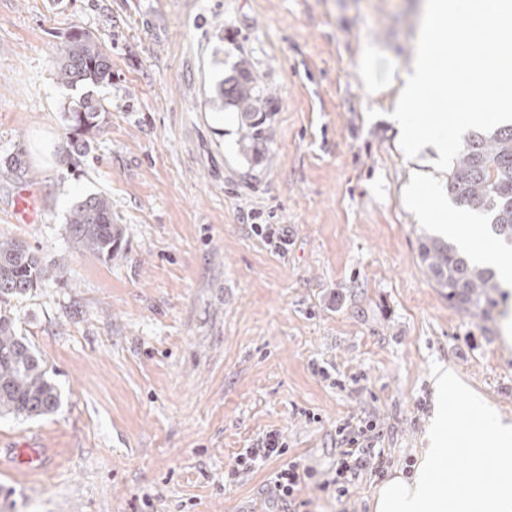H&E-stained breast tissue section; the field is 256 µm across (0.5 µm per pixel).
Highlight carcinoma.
Instances as JSON below:
<instances>
[{
	"mask_svg": "<svg viewBox=\"0 0 512 512\" xmlns=\"http://www.w3.org/2000/svg\"><path fill=\"white\" fill-rule=\"evenodd\" d=\"M61 80L73 87L102 83L112 78V60L90 34L73 31L56 61ZM211 103L236 111L239 153L250 162L259 146L273 136L270 98L249 68L246 58L235 63L232 74L215 85ZM107 109L99 101L84 98L66 112L78 153L88 148L91 134L106 122ZM448 195L460 207L488 217L492 232L512 242V124L474 131L462 141L456 166L448 177ZM69 229L83 249L108 258L121 244V228L112 217L109 200L90 194L71 210ZM419 259L425 274L448 301L469 311L486 313L505 297L499 291L496 272L473 263L457 248L440 238L420 242ZM61 275L59 267L44 264L24 242L0 236V417L37 419L53 413L60 394L47 376L40 356L16 334V317L8 308L15 297Z\"/></svg>",
	"mask_w": 512,
	"mask_h": 512,
	"instance_id": "obj_1",
	"label": "carcinoma"
}]
</instances>
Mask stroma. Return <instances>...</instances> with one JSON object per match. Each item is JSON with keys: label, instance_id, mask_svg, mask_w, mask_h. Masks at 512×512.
<instances>
[{"label": "stroma", "instance_id": "35a3bbf8", "mask_svg": "<svg viewBox=\"0 0 512 512\" xmlns=\"http://www.w3.org/2000/svg\"><path fill=\"white\" fill-rule=\"evenodd\" d=\"M424 0H0V235L63 265L14 298L17 333L61 398L52 414L0 418V443L44 438L45 466L0 476V512H275L280 460L225 484L267 431L317 473L299 512H370L381 483L359 471L336 497L340 424L375 425L372 446L407 471L425 447L431 371L453 367L490 413L512 420V345L499 311H465L435 288L419 238L466 220L444 200L469 127L444 154L409 156L363 54L411 62ZM102 42L112 78L71 87L53 66L73 29ZM247 57L273 101V139L250 165L231 110H211L215 49ZM108 120L77 154L62 115L84 96ZM58 141L61 164L38 159ZM23 166H6L12 156ZM422 175L437 204L416 211ZM24 187L39 223L11 220ZM109 199L123 229L112 259L70 237L76 201ZM274 224L288 246L252 230Z\"/></svg>", "mask_w": 512, "mask_h": 512}]
</instances>
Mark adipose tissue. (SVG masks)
Segmentation results:
<instances>
[{"label": "adipose tissue", "mask_w": 512, "mask_h": 512, "mask_svg": "<svg viewBox=\"0 0 512 512\" xmlns=\"http://www.w3.org/2000/svg\"><path fill=\"white\" fill-rule=\"evenodd\" d=\"M477 54L484 63L475 72L470 60ZM361 69L368 90L385 94L387 108L405 121L417 103L442 107L439 91L450 81L462 121H474L471 103L487 94L494 96L500 119L510 118L512 0H459L455 10L447 0H426L410 67L369 54ZM449 233L475 261L496 267L512 284V262L476 242L468 225H453ZM432 380L429 445L420 450L412 474L395 473L376 488L371 512H512V422L487 418L485 404L475 397L465 409L449 408V396L464 389L452 367H437ZM452 452L462 465H449Z\"/></svg>", "instance_id": "obj_1"}]
</instances>
